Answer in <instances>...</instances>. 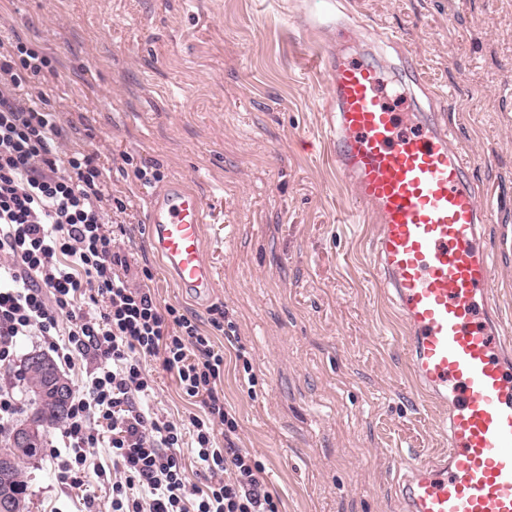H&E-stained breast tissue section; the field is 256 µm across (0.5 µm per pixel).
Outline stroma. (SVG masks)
<instances>
[{"instance_id": "obj_1", "label": "stroma", "mask_w": 512, "mask_h": 512, "mask_svg": "<svg viewBox=\"0 0 512 512\" xmlns=\"http://www.w3.org/2000/svg\"><path fill=\"white\" fill-rule=\"evenodd\" d=\"M0 38L50 57L32 106L110 168L106 191L127 203L110 216L120 253L223 351L231 441L279 512H401L403 464L448 439L376 279L367 209L334 168L328 73L310 60L369 63L403 90L395 111L443 114L482 190L492 291L512 321V0H0ZM414 68L435 99L407 96ZM143 165L159 180H138ZM174 181L212 215L219 279L203 301L174 285L150 238V201ZM143 367L159 415L204 414L161 358ZM60 440L49 430L22 465L25 512H112L111 449L90 450L83 491L57 478Z\"/></svg>"}]
</instances>
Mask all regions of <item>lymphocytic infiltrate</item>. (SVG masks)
I'll return each mask as SVG.
<instances>
[{
    "label": "lymphocytic infiltrate",
    "mask_w": 512,
    "mask_h": 512,
    "mask_svg": "<svg viewBox=\"0 0 512 512\" xmlns=\"http://www.w3.org/2000/svg\"><path fill=\"white\" fill-rule=\"evenodd\" d=\"M50 59L23 43L0 44V367L20 338L40 336L61 364L88 353L95 368L76 391L61 428L74 458L58 467L73 489L88 482L87 451L112 450V512H279L248 453L220 446L219 432L237 424L217 384L224 355L198 323L175 307H160L114 250L109 211L123 199L104 191L107 173L83 148L58 149L64 133L51 112L28 107L19 95L26 74ZM102 303L82 312L81 295ZM161 357L187 397H204L205 417H190L207 487L187 481L181 457L184 424L145 406L151 380L145 357Z\"/></svg>",
    "instance_id": "f902f5d3"
}]
</instances>
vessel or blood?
I'll list each match as a JSON object with an SVG mask.
<instances>
[{
	"label": "vessel or blood",
	"instance_id": "obj_1",
	"mask_svg": "<svg viewBox=\"0 0 512 512\" xmlns=\"http://www.w3.org/2000/svg\"><path fill=\"white\" fill-rule=\"evenodd\" d=\"M336 104L333 162L376 225L375 272L407 336L414 379L448 412V450L409 464L404 512H512V338L492 313V256L480 244L486 212L468 164L436 113L401 128L376 68L330 67ZM206 206L181 183L151 201L150 237L177 285L209 296Z\"/></svg>",
	"mask_w": 512,
	"mask_h": 512
}]
</instances>
